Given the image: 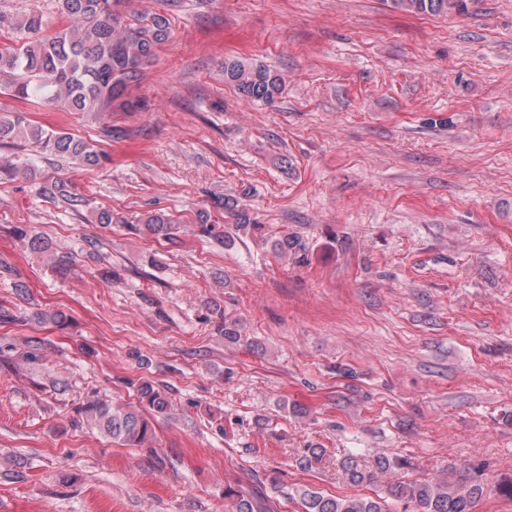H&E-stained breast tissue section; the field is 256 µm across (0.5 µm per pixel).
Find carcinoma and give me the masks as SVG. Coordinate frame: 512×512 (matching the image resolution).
I'll use <instances>...</instances> for the list:
<instances>
[{
	"mask_svg": "<svg viewBox=\"0 0 512 512\" xmlns=\"http://www.w3.org/2000/svg\"><path fill=\"white\" fill-rule=\"evenodd\" d=\"M58 24L46 18L38 8L22 14L0 10V31L11 35L0 45V94L27 105L54 106L65 112H112L134 109L138 102L129 97V89L150 63L155 48L170 36L168 19L160 14L129 18L117 9L122 0H55ZM397 10L411 14L462 15L468 12V0H390ZM224 80L233 83L246 97L268 101L281 90L282 78L261 64L245 63L236 58L224 61ZM20 143L34 151L68 157L85 167H96L101 154L94 145L67 131L46 129L17 110L0 115V144ZM41 194L57 203L73 205L69 184L55 180L43 184ZM234 217V233L202 225L216 243L230 246L238 234L262 230L250 223L248 214L234 198L217 201ZM134 230L168 241L176 238L172 218L163 213H149ZM14 237L38 253L56 271H65L72 256L57 252L51 242L27 225H15ZM275 254L291 256L302 263L307 256L305 240L293 233L279 235L273 242ZM217 333L224 342H241L258 348L242 336L240 325L224 316L219 304L210 307ZM136 407H119L103 400L81 405L77 422L98 431L112 442L127 448L152 447L153 424L157 417H167L173 410L168 388L148 378L135 384ZM349 483L361 485L375 481L376 474L390 471L389 459H378L375 470H366L353 457L342 463ZM484 473L467 464L450 466L435 480L405 481L399 477L388 483L387 499L401 501L413 512H472L473 504L486 493ZM304 512H388L386 499L359 495H328L317 490L300 492Z\"/></svg>",
	"mask_w": 512,
	"mask_h": 512,
	"instance_id": "1",
	"label": "carcinoma"
}]
</instances>
